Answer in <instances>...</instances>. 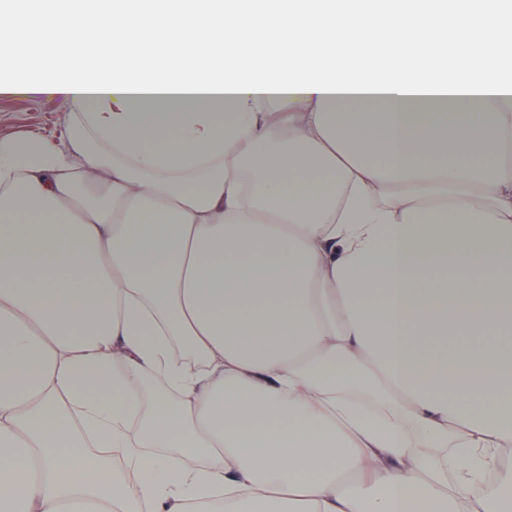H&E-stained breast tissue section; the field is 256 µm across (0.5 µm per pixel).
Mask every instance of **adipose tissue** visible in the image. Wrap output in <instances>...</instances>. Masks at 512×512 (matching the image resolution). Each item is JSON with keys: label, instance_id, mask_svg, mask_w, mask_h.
<instances>
[{"label": "adipose tissue", "instance_id": "1", "mask_svg": "<svg viewBox=\"0 0 512 512\" xmlns=\"http://www.w3.org/2000/svg\"><path fill=\"white\" fill-rule=\"evenodd\" d=\"M45 52L0 512H512L471 493L512 450V5L0 0V64Z\"/></svg>", "mask_w": 512, "mask_h": 512}]
</instances>
